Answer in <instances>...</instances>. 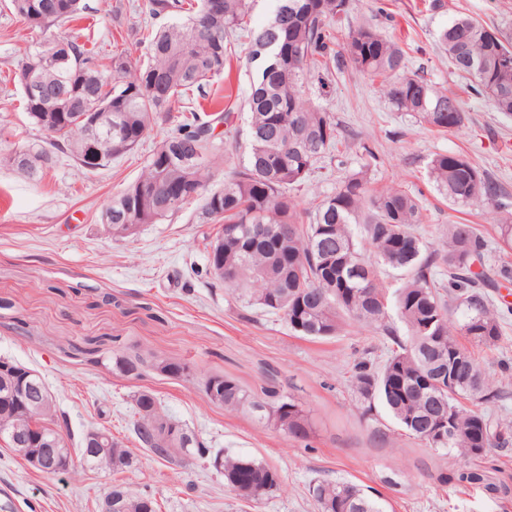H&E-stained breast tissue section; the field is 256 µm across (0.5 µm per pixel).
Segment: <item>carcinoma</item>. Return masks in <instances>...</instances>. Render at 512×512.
<instances>
[{
    "mask_svg": "<svg viewBox=\"0 0 512 512\" xmlns=\"http://www.w3.org/2000/svg\"><path fill=\"white\" fill-rule=\"evenodd\" d=\"M211 0H149V12L167 22L145 37L147 61L136 65L121 51L102 61L77 38L55 31L75 19L82 0H10L11 14L39 38L23 54L14 80L24 86L30 70L48 87L64 89L65 98L33 101L23 97L31 123L45 128L40 113L61 112L53 120L51 149L32 144L24 151L49 158L52 150L68 152L83 164L90 134L79 120L83 112L112 113V137L99 143L101 161L85 168L94 174L133 151L159 121L169 118L172 103L224 74L230 38L244 35L257 63L246 105L250 114L248 151L224 179V188L206 197L203 222H219L204 237L206 264L200 277L219 282L248 310L281 317L298 336L326 339L339 335L350 320L386 337L385 356L365 349L351 368V383L362 416L370 420L383 407L405 435L437 451H455L468 461L480 459L476 448L512 442V422L494 419L480 406L495 403L501 389L482 370L469 346L496 345L501 336L498 315L472 290L473 261L485 240L473 224H451L448 246L433 248L418 232L422 206L401 186L370 188L369 165L347 174L314 211L301 208L291 194L310 177L314 165L341 144L331 113L306 97L311 80L328 87L336 62L381 79L389 103L431 130L447 134L465 127L464 111H448L454 95L435 90L425 79L403 74L404 51L371 28L336 36V23L347 13L348 0H278L274 17L263 26L251 23L253 0H220L221 11L209 15ZM439 41L454 68L470 74L469 62L484 61L473 76V90L493 108L512 114V45L480 21L461 17L444 27ZM212 120L199 115L169 130L156 145L141 175L103 205L101 220L114 238L133 235L143 224H158L201 194L229 155L216 141ZM429 178L453 203L493 205L500 249L512 250V202L466 156L437 153ZM168 191L167 208L156 206V194ZM362 226L358 244L352 226ZM404 276L389 291L379 280L377 264ZM464 309L460 320L448 299ZM405 327L400 336L390 313ZM468 344H463L460 338ZM112 370L139 375L145 364L175 378L198 377L205 396L228 413H245L276 428L285 438L310 447L314 429L309 411L284 389L270 386L257 398L234 377L201 373L188 364L156 354L109 356ZM0 376V432L13 429L35 435L31 448L79 456L68 469L73 477L84 467H131L133 457L122 441L108 435L95 452L71 448L48 427L67 422L56 400L40 402L11 387L27 366ZM137 419L133 431L150 452L163 458L197 454L210 462L216 452L191 430L166 414L155 395H133ZM449 419L451 432L425 433L424 420ZM217 473L224 487L245 500H266L286 491L277 469L253 457L222 453ZM123 512H156L149 496H132L123 488ZM309 495L319 512H385L383 505L350 482L316 480Z\"/></svg>",
    "mask_w": 512,
    "mask_h": 512,
    "instance_id": "carcinoma-1",
    "label": "carcinoma"
}]
</instances>
